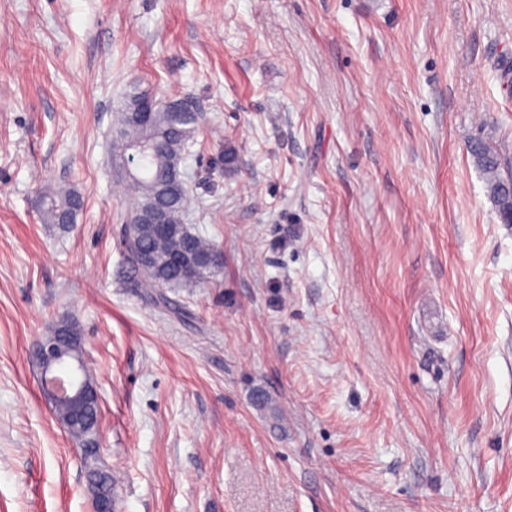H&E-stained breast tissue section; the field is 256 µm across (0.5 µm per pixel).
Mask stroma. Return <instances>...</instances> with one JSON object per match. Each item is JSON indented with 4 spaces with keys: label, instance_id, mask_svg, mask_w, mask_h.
Returning a JSON list of instances; mask_svg holds the SVG:
<instances>
[{
    "label": "stroma",
    "instance_id": "35a3bbf8",
    "mask_svg": "<svg viewBox=\"0 0 512 512\" xmlns=\"http://www.w3.org/2000/svg\"><path fill=\"white\" fill-rule=\"evenodd\" d=\"M135 85L201 114L186 221L220 262L169 309L127 279ZM477 138L512 173V0H0V512H91L30 358L63 317L118 512H512V224ZM470 152L485 180L487 193L493 201L504 224H512V177L503 176L499 155L483 141L477 140L470 146ZM41 218L45 224H74L82 199L72 189L46 191L41 197Z\"/></svg>",
    "mask_w": 512,
    "mask_h": 512
}]
</instances>
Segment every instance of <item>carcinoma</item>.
Masks as SVG:
<instances>
[{
    "mask_svg": "<svg viewBox=\"0 0 512 512\" xmlns=\"http://www.w3.org/2000/svg\"><path fill=\"white\" fill-rule=\"evenodd\" d=\"M145 96L146 91L138 87L132 88L116 112L112 138V166L117 170L124 167L128 162L130 147L140 143L149 146L148 153L143 155L144 168L152 173H174L185 163L188 148L198 128L199 115L183 114L162 103L153 112L148 124H139L132 119L131 112ZM470 152L482 173L487 193L502 223L512 222V177L502 174L499 155L481 140L471 144ZM121 183L130 194L126 213L134 214L152 203V198L143 187V179H123ZM159 203L166 210L168 223L177 227V236L155 235L147 224L126 223L123 229L125 260L130 268V283L136 288L154 289V292L148 294V300L156 306L166 304L167 300L162 294L155 292V289L203 280L215 269L218 260V251L213 243L185 224L189 205L186 183H181L177 192L162 197ZM81 207L82 199L78 192L72 189L47 191L41 197V218L45 224H73ZM185 242L191 245L196 257L203 260V264L192 277L181 276L175 266L165 264L168 257L178 251ZM88 413L93 416V425L89 433L86 434L79 428L70 431L71 438L77 443L87 436L94 442L99 440L100 404H94L88 409ZM86 470L91 495L96 496L100 491L115 486L112 471L109 469L88 466Z\"/></svg>",
    "mask_w": 512,
    "mask_h": 512,
    "instance_id": "1",
    "label": "carcinoma"
}]
</instances>
